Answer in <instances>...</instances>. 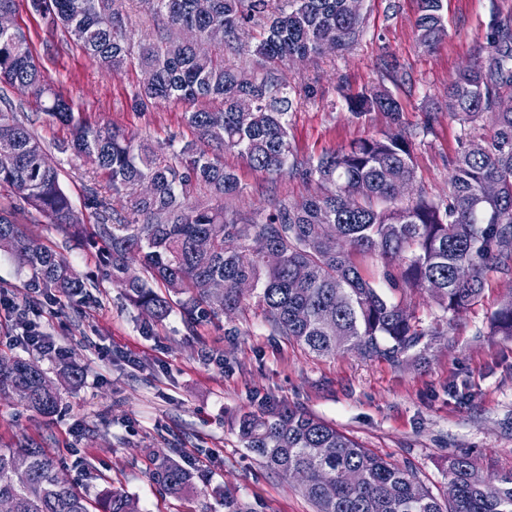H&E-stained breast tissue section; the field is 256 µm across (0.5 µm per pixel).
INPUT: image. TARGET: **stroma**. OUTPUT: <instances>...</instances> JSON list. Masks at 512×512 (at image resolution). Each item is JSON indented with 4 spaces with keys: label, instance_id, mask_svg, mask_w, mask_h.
Masks as SVG:
<instances>
[{
    "label": "stroma",
    "instance_id": "stroma-1",
    "mask_svg": "<svg viewBox=\"0 0 512 512\" xmlns=\"http://www.w3.org/2000/svg\"><path fill=\"white\" fill-rule=\"evenodd\" d=\"M512 12V0H444L447 37L432 49L418 40L417 0H364L361 32L349 48L279 66L301 94L289 116V140L297 159L309 160L388 130L385 114L355 117L351 101L384 87L401 104L412 136L415 188L448 197L451 159L473 136L490 133L491 119L470 124L449 116V84L486 46L495 14ZM15 22L30 36V49L48 80L94 125L110 124L135 141L181 147L194 137L180 101L137 108L143 74L129 64L115 74L95 62L59 30L19 6ZM50 149L61 183L85 223L96 220L90 188L109 196L115 213L125 200L110 195L90 163L53 145L67 136L48 121L27 91L0 87ZM241 190L225 199L228 210L261 218L280 203L294 204L317 191L315 183L288 174L252 170L237 154L224 155ZM0 209L40 242L56 247L77 271L94 270L93 250L67 239L44 216L28 209L13 189L0 186ZM28 276L0 256V295L26 310L57 346L84 367L81 388L65 393L60 412L44 417L15 399L0 397V448L36 440L55 449L68 482L97 494L118 488L137 499L141 512H224L220 499L178 500L159 493L147 476L150 453L181 449V464L198 485L221 487L248 512H315L297 482L263 467L244 448L240 416L265 400L304 408L388 461L410 467L435 497L448 487L450 456H471L486 476L512 471V339L494 334L490 320L512 293V275L488 269L483 290L465 312L444 317L426 290L381 292L412 313L424 330L420 344L400 361L368 359L357 352L318 356L282 336L270 335L255 299L233 316L184 323L172 313L145 335L138 312L122 288L101 282L90 298H66L27 307ZM447 333L431 337L439 319Z\"/></svg>",
    "mask_w": 512,
    "mask_h": 512
}]
</instances>
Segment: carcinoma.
<instances>
[{
	"instance_id": "carcinoma-1",
	"label": "carcinoma",
	"mask_w": 512,
	"mask_h": 512,
	"mask_svg": "<svg viewBox=\"0 0 512 512\" xmlns=\"http://www.w3.org/2000/svg\"><path fill=\"white\" fill-rule=\"evenodd\" d=\"M125 0H29L28 7L60 27L100 68L120 71L136 59L152 71L138 102L195 103L219 99L222 108L186 113L195 139L171 152L152 143L135 144L120 129L91 126L69 100L51 88L30 50L29 36L17 29L0 35V83L26 88L49 119L69 137L55 144L60 153L87 159L112 193L126 200V214L112 219L108 203L92 195L94 224L76 215L55 168L40 167L46 148L12 105L0 108V140L14 145L0 155V185L13 188L35 211L69 234L99 249L103 275L123 288L140 312L146 335L179 308L186 323L207 315L233 314L246 297L248 282L271 332L286 336L317 356L355 351L366 358L395 362L416 347L425 332L413 316L391 302L357 257L378 255L398 263L392 284L427 290L445 312L472 306L483 273L494 267L512 274V111L493 113L489 136H476L452 160L447 201L421 193L401 197L397 187L413 183L416 171L410 134L401 123V104L387 91L372 89L351 102L358 117L386 113L395 129L357 140L315 161H290L288 116L296 92L272 69L296 57L322 53L326 39L349 47L361 17L348 0H140L157 19L154 41L132 53L124 28ZM265 23L263 37L244 46L238 30ZM172 27L209 38L223 29L219 44L257 58L262 72L249 85L224 58L200 53L171 38ZM416 30L430 48L446 36L443 0H418ZM448 86V113L477 123L503 96L512 98V17L496 16L486 46ZM240 155L255 171H290L319 185L318 195L292 205L273 206L256 221L224 210L238 179L224 167V152ZM210 198L193 199L197 185ZM0 252L30 274L29 287L49 300L88 296V277L58 251L39 243L0 211ZM218 279L224 291L210 295L200 281ZM498 333L512 337V293L491 319ZM43 338L34 357L0 355V395H12L42 416L54 415L62 392L79 388L83 368L70 356L52 353ZM244 447L267 468L298 476L302 495L316 512H512V472L485 478L466 454L448 458V479L457 488L435 498L408 466L376 455L336 427L286 403H261L239 419ZM355 469L362 481L339 479ZM150 481L164 494L189 499L193 474L171 454L150 455ZM12 512H138L120 489L98 497L67 482L50 448L28 441L0 448V500Z\"/></svg>"
}]
</instances>
